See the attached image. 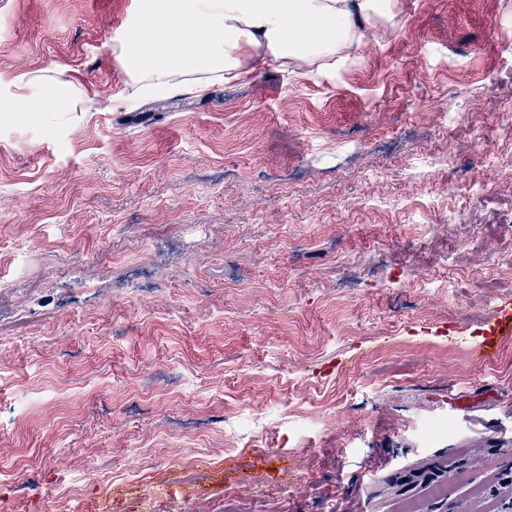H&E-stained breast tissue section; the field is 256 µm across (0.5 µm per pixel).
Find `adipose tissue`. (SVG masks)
I'll return each mask as SVG.
<instances>
[{
    "instance_id": "1",
    "label": "adipose tissue",
    "mask_w": 512,
    "mask_h": 512,
    "mask_svg": "<svg viewBox=\"0 0 512 512\" xmlns=\"http://www.w3.org/2000/svg\"><path fill=\"white\" fill-rule=\"evenodd\" d=\"M399 10L400 0H134L116 59L129 98L201 94L290 60L319 73L335 69L372 20ZM80 102L73 84L0 71L2 117L37 116L57 133Z\"/></svg>"
}]
</instances>
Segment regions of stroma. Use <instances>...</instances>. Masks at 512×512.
Here are the masks:
<instances>
[{
  "label": "stroma",
  "mask_w": 512,
  "mask_h": 512,
  "mask_svg": "<svg viewBox=\"0 0 512 512\" xmlns=\"http://www.w3.org/2000/svg\"><path fill=\"white\" fill-rule=\"evenodd\" d=\"M132 5L0 0V70L96 104L0 126V500L501 512L512 339L471 351L512 297V5L401 0L333 72L130 102Z\"/></svg>",
  "instance_id": "stroma-1"
}]
</instances>
